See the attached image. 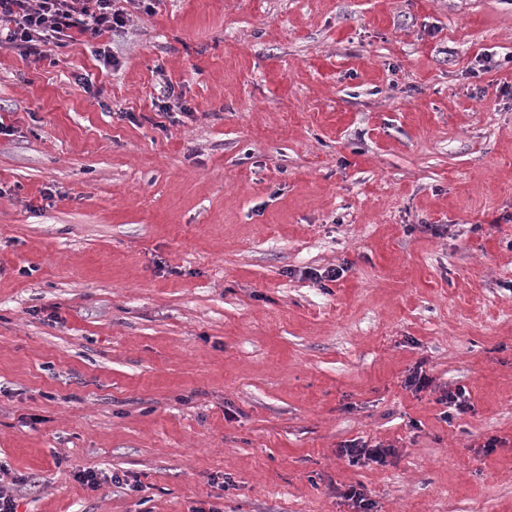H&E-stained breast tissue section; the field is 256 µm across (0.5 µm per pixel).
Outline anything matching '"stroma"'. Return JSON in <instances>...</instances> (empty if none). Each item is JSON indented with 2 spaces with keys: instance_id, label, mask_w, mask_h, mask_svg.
<instances>
[{
  "instance_id": "obj_1",
  "label": "stroma",
  "mask_w": 512,
  "mask_h": 512,
  "mask_svg": "<svg viewBox=\"0 0 512 512\" xmlns=\"http://www.w3.org/2000/svg\"><path fill=\"white\" fill-rule=\"evenodd\" d=\"M125 9L108 61L0 47L17 512H512V0ZM339 453L341 456L347 457L349 462L353 464L359 463L362 459L384 464L387 458L394 454V451L390 448H383L380 445L368 446L364 442L362 444L352 443L344 445L339 449ZM74 475L77 480H79L80 482H82L83 484L87 485L88 487H90L92 489L97 488L100 485V483L102 482V480L108 481V479L112 484L113 483L118 484V485L125 484L126 486H129L130 490L138 489L137 484L129 483L128 478L125 474H123L121 476L118 473H112L110 476H107L104 474H99L94 471L79 469V470L75 471Z\"/></svg>"
}]
</instances>
